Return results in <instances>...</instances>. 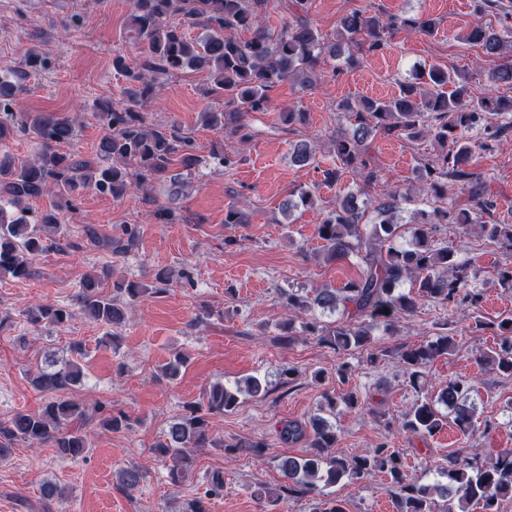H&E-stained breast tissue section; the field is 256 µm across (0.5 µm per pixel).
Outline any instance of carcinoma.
<instances>
[{
  "instance_id": "carcinoma-1",
  "label": "carcinoma",
  "mask_w": 512,
  "mask_h": 512,
  "mask_svg": "<svg viewBox=\"0 0 512 512\" xmlns=\"http://www.w3.org/2000/svg\"><path fill=\"white\" fill-rule=\"evenodd\" d=\"M274 7L272 0H132L130 25L133 37L142 44L143 58L122 54L112 57V68L125 78L122 102L107 103L95 118L105 131L96 154L80 157L63 152L75 136L67 117L15 111L18 86L9 80L11 68L0 70V144L17 132L31 131L39 145L32 160L0 156V276L26 280L33 274V259L57 247L58 234L66 224L67 213L76 210L73 194L78 190L119 199L128 190L148 194V188L166 177L180 180L183 174H171L173 162L191 171L200 162L195 144L176 125L156 126L146 120L145 109L155 99L159 80L184 69L204 71L210 87L207 94L224 99L221 110L202 113L205 126L216 132L228 131L244 140V117L249 112H266L269 91L288 81L307 88L323 75L326 58H342L339 74L355 68L365 55L383 50L396 30L409 28L425 36L435 32L436 22L425 15L388 16L354 10L340 20L336 41L332 42L300 16L284 24L279 31L268 29L263 16ZM200 29L193 38L188 30ZM250 33L242 39L239 32ZM467 42L481 47L483 53L500 60L489 74L495 83L512 84V28L500 31L477 24L465 36ZM337 110L348 116L350 129L336 133L335 155L338 164L321 170L323 182H336L343 172L356 179L357 193H350L329 210L317 236L323 241V260L356 257L361 272L340 288L280 289L287 320L320 308L339 314L332 325H321L317 318L303 328L338 353L357 350L371 341L373 329H389L392 317L413 314L427 302L451 308H477L483 289L477 278L457 261L456 247L434 237L436 225L424 220L401 224L398 211L404 194L391 190L374 206L375 220L363 222L366 208L357 204V195L378 180V170L369 152L377 135L416 140L429 135L446 150L423 164L420 191L440 196L444 182L451 179L469 185L478 199L471 209L435 210L444 224L477 225L488 239L512 251V224L493 219V204L485 199L488 187L472 170L475 148L494 150L501 138L512 132V99L486 95L474 99L468 95L466 78L438 66L417 74L412 81L399 84V92L389 99H365L354 106L341 102ZM291 161L299 166L316 162L311 144H296ZM53 197L50 206L35 211L24 202ZM18 215L6 217L4 205ZM82 233L96 247L125 254L134 245L137 228L126 224L115 237L101 238L85 225ZM111 271L85 276L79 282L76 303L89 318L104 326L103 341L118 345L125 320L124 309L116 298L105 294L103 281ZM411 289L403 291L405 281ZM26 324L62 325L74 316L63 303L48 302L23 312ZM509 346L485 352L482 362L495 366L512 377V316L495 323ZM451 351L448 335L437 336L424 344L408 346L400 353V363L410 385L418 387L433 361ZM186 363L180 352L171 354L162 366L163 375L175 378ZM85 378L83 365L74 359L63 363L50 361L33 379L44 401L34 411H17L0 421V457L12 451L18 441L29 445H50L63 459H78L90 448L84 427L92 420L104 430H119L130 425L126 414H114L107 405L97 403L84 408L71 394ZM265 387L250 377L233 386L217 381L202 399L184 406V414L172 422L164 439L153 451L160 460H188L189 448H222L237 453L262 447L257 441L226 443L213 434L209 418L234 411L240 395L246 391L259 395ZM471 382L465 378L448 380L433 398L415 400L403 414L402 429L420 438L431 437L446 424L438 405L454 415L455 424L468 433L477 430L475 408L468 404ZM281 442L307 441L306 452L285 457L279 463L283 489L289 494H315L317 482L328 486L348 478L361 482L381 472L396 484V512H435V497L457 501L458 510L469 512L477 505L482 512H499L500 501L512 494V450H505L491 465L471 458L452 457L439 475L447 483H426L406 473L404 453L380 443L364 455L348 458L336 454V426L319 414L305 421H288L278 429ZM120 478L128 489L139 486L143 472L137 466L121 469Z\"/></svg>"
}]
</instances>
